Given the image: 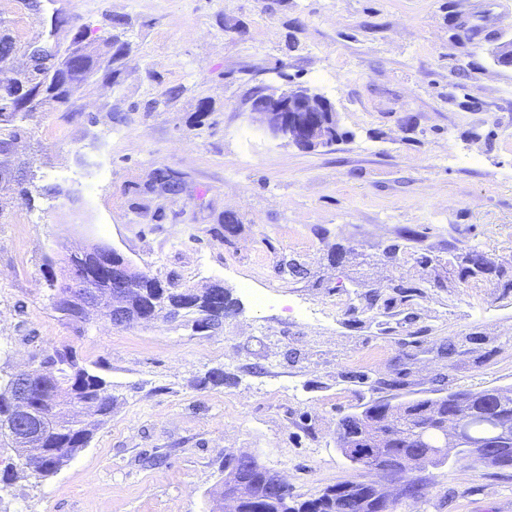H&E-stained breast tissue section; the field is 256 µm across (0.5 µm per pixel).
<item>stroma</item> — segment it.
<instances>
[{"mask_svg":"<svg viewBox=\"0 0 512 512\" xmlns=\"http://www.w3.org/2000/svg\"><path fill=\"white\" fill-rule=\"evenodd\" d=\"M59 5L95 28L125 14L132 52L120 85H85L84 118L49 106L25 124L16 160L32 198L0 210V371L72 346L111 385L112 414L56 474L12 480L0 512H215L234 450L307 499L368 477L337 446L343 416L512 387V293L442 285L452 244L512 265V68L492 56L512 43V0ZM283 74L334 103L343 140L301 150L249 123L258 87ZM175 85L176 100L143 111ZM157 167L185 192L140 193ZM228 212L239 224L225 238ZM97 242L176 287L220 283L237 314L202 333L190 314L127 328L63 317L47 281ZM285 257L306 274L282 272ZM400 281L421 289L401 301ZM214 370L226 383H207ZM427 476L425 500L397 512H512V469Z\"/></svg>","mask_w":512,"mask_h":512,"instance_id":"35a3bbf8","label":"stroma"}]
</instances>
